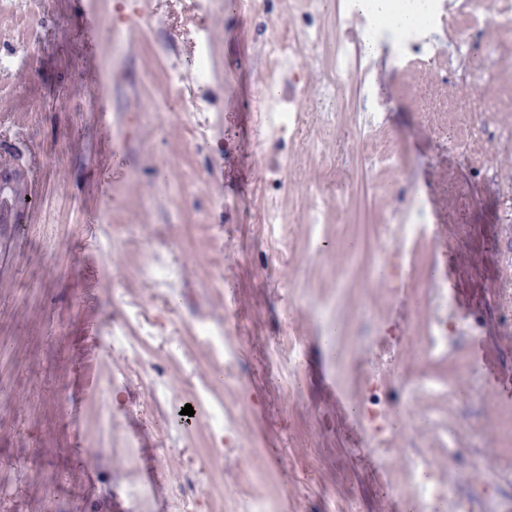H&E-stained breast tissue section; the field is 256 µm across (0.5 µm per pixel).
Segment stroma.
I'll return each mask as SVG.
<instances>
[{
  "mask_svg": "<svg viewBox=\"0 0 512 512\" xmlns=\"http://www.w3.org/2000/svg\"><path fill=\"white\" fill-rule=\"evenodd\" d=\"M338 0H258L239 12L231 0H12L0 12V52L26 50L28 69L0 71V155L20 153L28 199L15 223L0 224V512H172V492L189 483L206 493V512H234L240 471L265 479L279 512H320L324 487L352 493L363 512H380V463L367 451L345 381L348 360H374L372 342L391 330L404 339L400 366L428 370L418 340L427 302L421 293L433 267L448 277V299L461 312L482 313L480 336L462 345L471 376L453 377L461 393L453 410L462 423L512 414V354H496L500 310L490 302L504 270H512V72L487 90L481 126L448 123L456 78L442 80L419 60L395 71V42L384 37L377 63L358 62L345 108L329 121L321 78L333 67ZM322 44L306 52L303 83L290 92L287 65L264 56L265 26L297 28L308 16ZM202 30L214 73L174 87L169 71L189 70L199 48L182 32ZM273 83L281 99L270 115L259 93ZM177 97L180 107L164 101ZM80 101L81 111L70 108ZM204 108L206 127L191 114ZM381 113L408 158L403 169L367 171L355 153L365 112ZM302 114L320 151H312L291 118ZM142 123H135V116ZM341 154L337 175L324 177L321 153ZM341 192L336 207L311 216L320 192ZM272 203L296 234V261L268 279L271 257L260 242L259 202ZM122 214V246L106 257L107 215ZM424 224L415 248L414 297L382 290L370 228L389 219ZM173 234L187 281L206 311L232 304L236 336L248 368L244 387L212 381L240 419L239 448L222 472L200 467L207 446L202 417L184 429L161 416L124 418L146 385L158 382L172 407L191 400V386L164 348L153 346L158 372L140 373L130 355L112 349L98 326L115 306H153L140 276L148 261L144 236ZM454 250L443 247L452 233ZM321 240L311 250L309 236ZM324 312L337 331L327 352L309 318ZM373 316H366V309ZM293 317L310 350L300 390L286 396L263 359ZM252 400H245V393ZM175 437L162 459L164 476L149 499L134 504L113 480V449L136 453Z\"/></svg>",
  "mask_w": 512,
  "mask_h": 512,
  "instance_id": "35a3bbf8",
  "label": "stroma"
}]
</instances>
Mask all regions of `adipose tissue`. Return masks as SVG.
<instances>
[{
  "label": "adipose tissue",
  "mask_w": 512,
  "mask_h": 512,
  "mask_svg": "<svg viewBox=\"0 0 512 512\" xmlns=\"http://www.w3.org/2000/svg\"><path fill=\"white\" fill-rule=\"evenodd\" d=\"M425 0H349L348 6L364 20L366 36L362 42L365 58L379 55V37L383 31L414 33L429 36L431 30L425 20Z\"/></svg>",
  "instance_id": "1"
}]
</instances>
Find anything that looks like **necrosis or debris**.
<instances>
[{"label":"necrosis or debris","mask_w":512,"mask_h":512,"mask_svg":"<svg viewBox=\"0 0 512 512\" xmlns=\"http://www.w3.org/2000/svg\"><path fill=\"white\" fill-rule=\"evenodd\" d=\"M475 9L462 11L460 23L452 40L454 57L464 64L462 83L469 93L462 102L448 106L458 124L475 126L483 123L488 110L482 94L494 78L498 62L495 49L489 44H479L467 36L466 31L475 21L476 15H483L502 23L512 22V0H474ZM321 43L320 30L308 24L303 27L281 32L278 26H271L265 45L270 61L287 59L288 69L300 73L302 60L298 47L315 48ZM260 222L269 232L267 239L274 267L288 266L295 259L293 237L284 230L278 211L267 207L260 216ZM422 232L414 224H378L374 227L376 251L388 267L384 279L387 294L397 296L405 292L406 281L401 272L405 256L412 254ZM149 263L142 275L150 280L157 301L167 304L183 295L182 264L176 254L173 240L156 233L146 238ZM447 283L441 278H431L425 290L430 308L425 323L422 344L434 365L433 370L413 376L403 373L388 375L382 373V366L393 365L396 360L398 343L395 337H380L377 343L381 368L366 366L360 359H353L347 369L351 388L357 395V412L362 430L370 445L382 457H389L396 448H403L406 468L412 476L409 495L414 503V512H483L488 501L487 492L461 494L454 490L453 479L441 478L437 468L421 449L419 430L405 427L400 418L407 410L414 392L436 397L439 408L429 416L427 426L439 442L460 440L461 436L481 438L490 433H505L512 437V416L496 420H483L459 426L449 420L447 412L460 400V393L448 382V371H467L468 366L461 355L459 345L466 337L479 333L483 321L478 313H461L448 302ZM190 331L195 351L186 350L180 337L183 331ZM235 331V317L232 313L224 316L200 314L195 316L191 326L173 319H164L149 313L143 306L134 305L113 313L107 334L113 344L127 347L133 354L137 366L151 365V345L156 339H164L172 359L192 380V395L197 407L203 410L208 423V446L204 462L207 468L223 469L226 460L237 450V435L240 428L238 418L225 406L222 397L217 396L211 382L199 373V360H206L209 367L223 375L225 382L241 384L244 379L241 354L236 348L232 335ZM307 357L304 340L289 338L287 348L272 346L267 354L266 369L279 376L285 393L297 390V382Z\"/></svg>","instance_id":"obj_1"}]
</instances>
